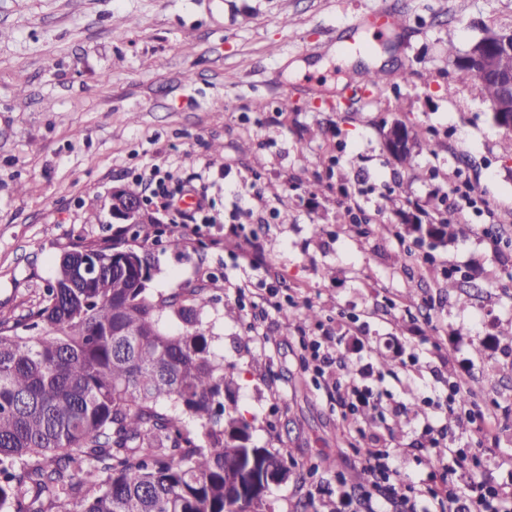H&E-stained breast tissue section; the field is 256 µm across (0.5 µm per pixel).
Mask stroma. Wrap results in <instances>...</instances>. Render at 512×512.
I'll return each instance as SVG.
<instances>
[{
    "mask_svg": "<svg viewBox=\"0 0 512 512\" xmlns=\"http://www.w3.org/2000/svg\"><path fill=\"white\" fill-rule=\"evenodd\" d=\"M381 8L403 19L389 38L355 29ZM488 27H512V0H0V311L24 318L64 251L116 234L112 192L131 185L128 167L157 164L176 181L204 173L221 219L257 231L265 264L230 265L240 237H165L150 247V288L206 285L200 320L236 368L235 405L254 443L293 465L272 512L327 499L368 512L338 377L405 405L362 426L408 449L398 465L413 480L478 435L434 404L456 383L491 426L481 473L512 484V135L478 82L452 84L448 62L449 45L467 49ZM366 68L382 71L383 88L355 95ZM397 119L441 144L420 148L411 171L383 149ZM458 174L493 215L446 244L416 241L406 218ZM342 184L382 189L370 234L337 201ZM266 200L287 206L273 218ZM450 279L471 280L468 297L447 291ZM241 282L254 305L226 315ZM272 293L282 311L267 306ZM309 308L317 319L285 324ZM321 330L339 359L319 377L299 336ZM427 417L439 447L418 445Z\"/></svg>",
    "mask_w": 512,
    "mask_h": 512,
    "instance_id": "stroma-1",
    "label": "stroma"
}]
</instances>
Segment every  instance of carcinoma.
Listing matches in <instances>:
<instances>
[{
  "label": "carcinoma",
  "instance_id": "obj_1",
  "mask_svg": "<svg viewBox=\"0 0 512 512\" xmlns=\"http://www.w3.org/2000/svg\"><path fill=\"white\" fill-rule=\"evenodd\" d=\"M496 34L507 46L492 77L448 44L456 81H479L491 105L512 79V28ZM415 231L456 236L434 218ZM155 235L135 225L138 262L153 265ZM119 244L106 238L61 257L27 324L0 311V512H267L263 478L290 468L224 406L235 367L201 326L207 288L154 300L149 282L112 269ZM87 262L99 272L83 276ZM167 311L180 330L166 329Z\"/></svg>",
  "mask_w": 512,
  "mask_h": 512
}]
</instances>
